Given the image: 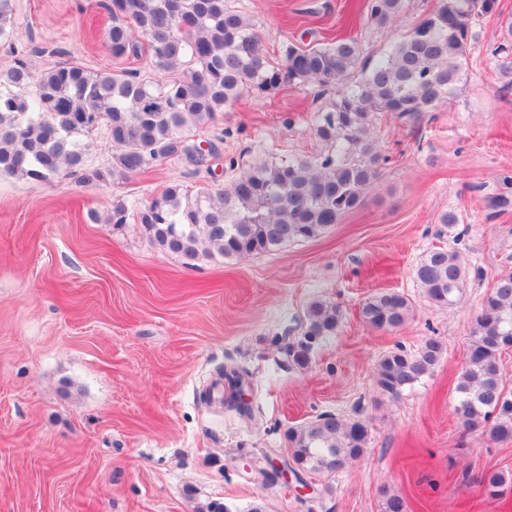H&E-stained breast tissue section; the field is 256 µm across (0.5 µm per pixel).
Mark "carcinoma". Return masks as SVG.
Here are the masks:
<instances>
[{
    "label": "carcinoma",
    "mask_w": 512,
    "mask_h": 512,
    "mask_svg": "<svg viewBox=\"0 0 512 512\" xmlns=\"http://www.w3.org/2000/svg\"><path fill=\"white\" fill-rule=\"evenodd\" d=\"M405 3L367 0V24L387 26ZM100 7L111 19L105 40L112 57L138 61L147 49L150 70L163 79L154 82L138 68L101 71L69 61L39 69L29 55H19L0 72V174L49 182L67 171L92 185L110 175L147 173L166 159L190 175L210 174L216 148H203L190 131L214 123L242 93L327 89L362 71L315 121L326 154L262 162L222 187L192 192L172 183L137 208L139 224L158 248L192 268L202 258L241 260L316 238L356 210L389 159L369 140L376 115L415 118L448 101L467 74L472 24L494 10L495 0H437L371 65L361 64L359 42L350 37L308 49L288 45L281 64L273 66L260 36L230 0H103ZM18 26L14 0H0V42H11ZM102 125L113 147L105 171L89 165L84 140ZM414 279L433 305L446 308L460 298L468 268L459 251L439 246L421 256ZM410 312L409 299L391 290L371 295L360 308L362 320L381 330L401 327ZM341 319L337 305L312 303L303 337L288 355L306 365L314 343L336 334ZM509 348L512 272L499 275L484 298L456 384L462 424L493 441L512 439V398L504 394L500 364ZM446 351L447 343L436 336L414 352L397 347L380 361L377 386L400 398L433 375ZM368 441L364 421L332 414L288 431L293 461L318 473L359 459ZM482 484L497 497L512 486V471L487 474Z\"/></svg>",
    "instance_id": "1"
}]
</instances>
